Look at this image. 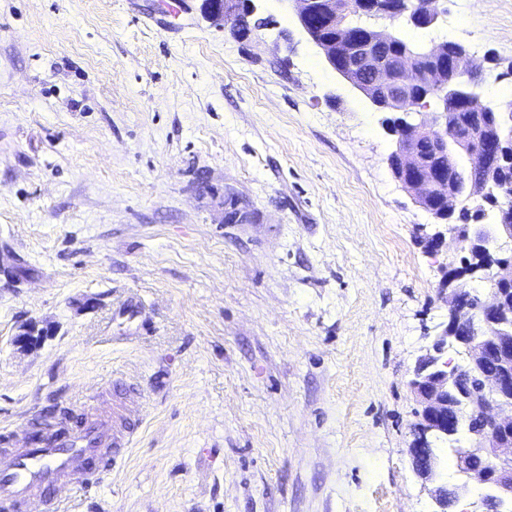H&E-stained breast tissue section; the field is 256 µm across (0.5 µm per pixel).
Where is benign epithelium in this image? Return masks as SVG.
I'll return each mask as SVG.
<instances>
[{
    "instance_id": "benign-epithelium-1",
    "label": "benign epithelium",
    "mask_w": 512,
    "mask_h": 512,
    "mask_svg": "<svg viewBox=\"0 0 512 512\" xmlns=\"http://www.w3.org/2000/svg\"><path fill=\"white\" fill-rule=\"evenodd\" d=\"M259 0H202L204 16L211 21L231 19L243 13L250 16L258 10ZM357 11L374 21L375 40L383 42L389 26L404 14L418 28L433 26L440 12L416 10L411 13L398 0H359ZM336 0H297L296 19L300 29L318 47L329 66L343 79L359 90L380 112H387L396 98L390 96L395 89L403 90L414 83L425 85L427 96L434 99L437 109L428 120H422L417 130L430 135L432 143L446 151L454 142L453 132L448 126L446 99L452 98L469 107L473 112H484L492 107L499 112L500 124L494 144L479 140L470 147L474 165L495 168L501 161H512V101L496 105L479 103V82L473 72L468 50L455 46L452 72L448 82L440 84L429 71H419L414 58L405 59L395 72L372 68L373 79L367 84L357 83L346 68L339 64L332 42L317 35V28L334 26L342 36H348L350 28L337 23ZM394 177L409 192L413 200L426 197L434 191L443 198L448 208L440 213L431 210L438 221L434 232L428 234L432 249L440 248L448 234L457 233L456 225L444 223L443 214L451 213L463 198L487 195V184L482 182L449 181L438 176L426 181L414 174L417 157L408 144L398 140L392 151ZM473 245L481 257L484 267L468 266L445 272L444 287L448 290V321L436 327L432 348L412 370L408 385L421 407L419 422L414 428V440L408 448L418 474L426 480L440 478L439 457L433 448L434 440L449 439L461 424V413L480 410L488 423L478 432L470 433L466 448L456 458V469L465 481L449 486L438 484L434 489V500L442 510L446 499L457 500L460 495L471 492L473 477H478L483 491L477 496L479 512H512V308L495 301L478 306L462 295L458 282L474 277L483 270H491L501 284L512 285V264L492 260L495 244L501 237L512 238V226L508 224H476L472 229ZM498 327V336L489 344L484 331L490 325ZM464 350L471 363L478 364L486 352L498 354L500 369L492 374L473 371L468 374L451 365L448 350ZM482 460L488 466L480 474L473 471V463Z\"/></svg>"
}]
</instances>
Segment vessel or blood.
<instances>
[{"label":"vessel or blood","mask_w":512,"mask_h":512,"mask_svg":"<svg viewBox=\"0 0 512 512\" xmlns=\"http://www.w3.org/2000/svg\"><path fill=\"white\" fill-rule=\"evenodd\" d=\"M79 424L0 432V512H69L68 502L108 484L143 423V391L118 386L110 409L96 389L74 402Z\"/></svg>","instance_id":"obj_1"}]
</instances>
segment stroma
<instances>
[{"instance_id": "1", "label": "stroma", "mask_w": 512, "mask_h": 512, "mask_svg": "<svg viewBox=\"0 0 512 512\" xmlns=\"http://www.w3.org/2000/svg\"><path fill=\"white\" fill-rule=\"evenodd\" d=\"M170 2L0 0V264L34 270L0 273V426L123 377L144 426L71 512H434L407 381L464 242L428 250L383 113L294 0L246 39ZM395 32L480 42L482 99H512V0Z\"/></svg>"}]
</instances>
